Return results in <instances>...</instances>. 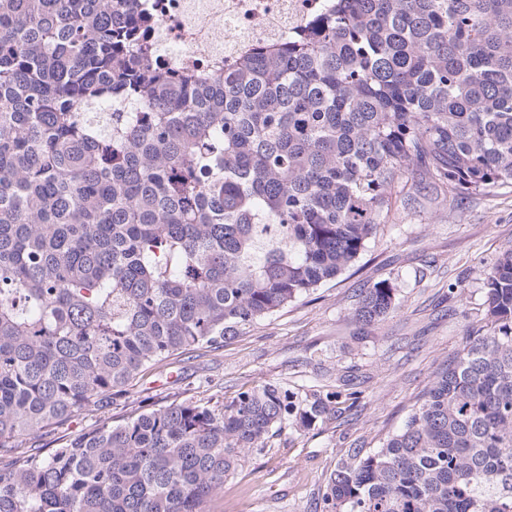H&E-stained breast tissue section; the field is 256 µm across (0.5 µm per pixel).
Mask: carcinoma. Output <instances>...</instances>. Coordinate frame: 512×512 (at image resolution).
I'll use <instances>...</instances> for the list:
<instances>
[{"label":"carcinoma","mask_w":512,"mask_h":512,"mask_svg":"<svg viewBox=\"0 0 512 512\" xmlns=\"http://www.w3.org/2000/svg\"><path fill=\"white\" fill-rule=\"evenodd\" d=\"M133 0H0V512H207L243 457L336 419L265 383L39 442L362 256L408 180L512 187V0H335L219 75L149 60ZM404 426L325 512H512V249ZM395 308L360 293L364 325Z\"/></svg>","instance_id":"cac0c4a2"}]
</instances>
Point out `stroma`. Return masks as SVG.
Listing matches in <instances>:
<instances>
[{
	"label": "stroma",
	"instance_id": "35a3bbf8",
	"mask_svg": "<svg viewBox=\"0 0 512 512\" xmlns=\"http://www.w3.org/2000/svg\"><path fill=\"white\" fill-rule=\"evenodd\" d=\"M512 248V188L465 196L454 210L427 198L395 207L356 265L336 281L259 321L217 350L201 348L135 381L112 406L90 407L44 447L108 420L174 401L224 406L275 382L293 392L341 390L352 372L362 397L302 437L271 438L245 456L208 512H321L325 478L352 449L372 450L400 429L418 396L486 324L483 271ZM389 280L396 307L381 322L351 320L362 288Z\"/></svg>",
	"mask_w": 512,
	"mask_h": 512
}]
</instances>
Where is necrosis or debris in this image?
Masks as SVG:
<instances>
[{
	"label": "necrosis or debris",
	"mask_w": 512,
	"mask_h": 512,
	"mask_svg": "<svg viewBox=\"0 0 512 512\" xmlns=\"http://www.w3.org/2000/svg\"><path fill=\"white\" fill-rule=\"evenodd\" d=\"M332 0H143L160 64L218 72L240 55L280 47Z\"/></svg>",
	"instance_id": "obj_1"
}]
</instances>
